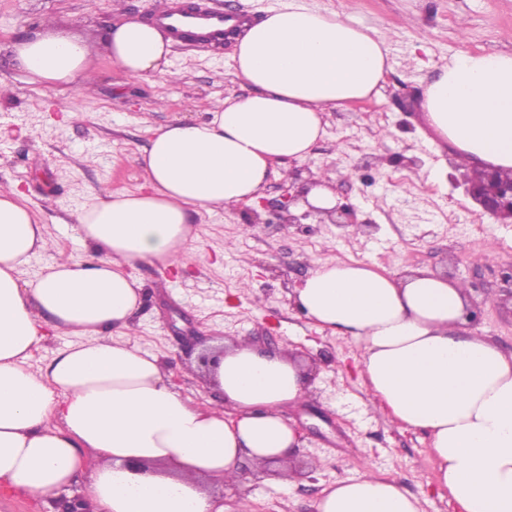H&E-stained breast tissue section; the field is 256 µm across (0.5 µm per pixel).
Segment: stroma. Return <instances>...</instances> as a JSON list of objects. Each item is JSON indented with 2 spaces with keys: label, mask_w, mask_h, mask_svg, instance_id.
Listing matches in <instances>:
<instances>
[{
  "label": "stroma",
  "mask_w": 512,
  "mask_h": 512,
  "mask_svg": "<svg viewBox=\"0 0 512 512\" xmlns=\"http://www.w3.org/2000/svg\"><path fill=\"white\" fill-rule=\"evenodd\" d=\"M156 2L0 0V81L7 86L0 95V186L16 185L60 245L58 254L33 258L24 278L42 273L58 255L94 257L78 239L76 214L97 189L139 190V158L152 129L206 119L224 97L248 91L234 74L229 46L220 53L172 46L165 73L146 79L117 69L105 46L107 31L125 17L149 20ZM306 2L391 34L380 94L328 110L325 136L308 162L293 168L296 188L307 184L310 167L332 171L337 202L351 205L362 227L354 234L315 217L279 223L283 181L276 175L254 205L194 214L198 241L179 265L144 262L133 270L143 285L138 340L158 355L183 394L202 401L208 395L199 356L218 337L244 336L271 351L289 346L313 364L306 400L281 413L301 435L299 460L322 458V468L289 488L250 472L240 485L211 486L213 495L227 501L252 495L258 512H315L323 487L374 472L423 499L424 512H457L436 491L426 435L369 407L353 369L359 344L317 332L288 295L328 256L402 273L428 268L467 284L478 313L473 328L512 352V287L499 277L512 266V224L495 223L465 194L451 145L420 107L424 86L456 52H512V0ZM44 21L84 37L91 48L94 96L67 122L62 111L72 107L73 89L29 84L12 52ZM433 171L439 182L429 181Z\"/></svg>",
  "instance_id": "35a3bbf8"
}]
</instances>
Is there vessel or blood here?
<instances>
[{
    "instance_id": "b4317fda",
    "label": "vessel or blood",
    "mask_w": 512,
    "mask_h": 512,
    "mask_svg": "<svg viewBox=\"0 0 512 512\" xmlns=\"http://www.w3.org/2000/svg\"><path fill=\"white\" fill-rule=\"evenodd\" d=\"M151 18L173 42L194 44L212 52L223 51L225 34L244 23L239 14H228L199 0H161Z\"/></svg>"
}]
</instances>
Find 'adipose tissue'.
I'll return each instance as SVG.
<instances>
[{
	"label": "adipose tissue",
	"mask_w": 512,
	"mask_h": 512,
	"mask_svg": "<svg viewBox=\"0 0 512 512\" xmlns=\"http://www.w3.org/2000/svg\"><path fill=\"white\" fill-rule=\"evenodd\" d=\"M107 46L132 78L164 73L171 41L123 19ZM27 80L83 89L89 48L43 30L13 46ZM388 41L338 11L290 0L247 25L231 59L249 94L209 119L153 130L144 190L90 193L78 215L98 258L55 262L21 279L48 250L18 188L0 192V487L37 495L87 480L95 512H253L211 494L243 462L263 470L301 439L279 414L306 394L293 356L244 339H217L212 401L177 391L158 356L128 332L142 305L133 268L178 264L197 235L193 213L256 201L275 165L306 161L327 109L378 94ZM429 124L470 166L512 170V53H456L422 95ZM319 331L362 345L359 376L394 423L424 432L436 488L460 512H512V353L466 327L469 292L430 270L402 276L375 264L318 261L290 295ZM73 344L28 363L45 331ZM316 512H423L419 498L375 474L336 480Z\"/></svg>",
	"instance_id": "ef3b65f1"
}]
</instances>
